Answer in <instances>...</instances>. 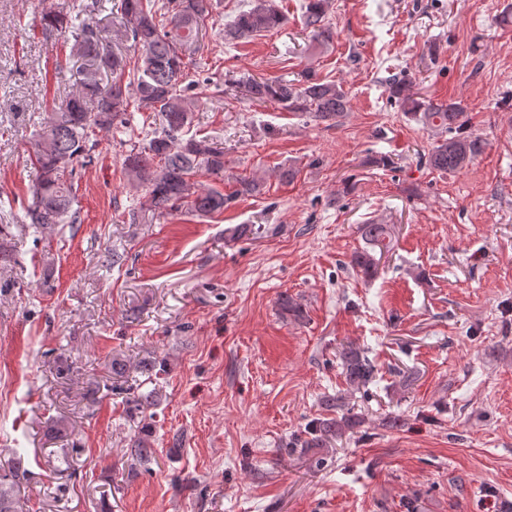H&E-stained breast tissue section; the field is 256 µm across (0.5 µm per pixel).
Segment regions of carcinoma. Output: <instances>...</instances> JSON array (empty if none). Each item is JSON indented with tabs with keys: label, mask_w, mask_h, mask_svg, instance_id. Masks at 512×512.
<instances>
[{
	"label": "carcinoma",
	"mask_w": 512,
	"mask_h": 512,
	"mask_svg": "<svg viewBox=\"0 0 512 512\" xmlns=\"http://www.w3.org/2000/svg\"><path fill=\"white\" fill-rule=\"evenodd\" d=\"M113 8L121 15L117 39L129 42L133 55L124 56L108 49L97 22L81 8L75 15L62 17L48 13L45 28H66L74 38V50L84 60L77 90L47 119L38 123V140H50L52 152L36 150L31 163L38 169L31 203L25 209L28 228L39 234L59 224H74L78 212L72 209L75 198L76 166L92 161L90 135L111 132L124 122L130 109L152 112L158 127L148 132L146 146L133 148L124 157L123 170L128 181L145 186L144 201L131 213L134 224H150L162 213L186 206L200 215L221 212L237 198L260 193L262 183L252 177L236 179L237 188L226 195L206 188L197 180L198 172L224 173V148L208 137L190 133L192 108L198 97L182 86L186 59L203 50L200 34L209 16L207 0H119ZM329 0H305V26L311 40L324 46L332 40L327 21ZM285 16L276 0H249L225 24L224 39L241 41L283 25ZM108 87H101V77ZM252 101L274 102L290 112H308L322 122L334 121L348 108L343 88L318 79L305 71L300 77L274 79L254 77L237 81ZM403 78L389 80L391 96L403 111L435 127L449 137L441 139L428 152V165L438 171L465 168L484 148L485 141L464 132L466 112L458 101L434 102L406 93ZM362 235L366 248L354 252L351 265L363 275L372 276L377 268L374 250L388 248L390 232L385 224H365ZM344 368L353 381L366 379L370 367L355 351L344 353ZM132 461L148 465L153 449L144 437L133 440ZM20 479L15 465L0 472V512H25L18 494Z\"/></svg>",
	"instance_id": "cac0c4a2"
}]
</instances>
